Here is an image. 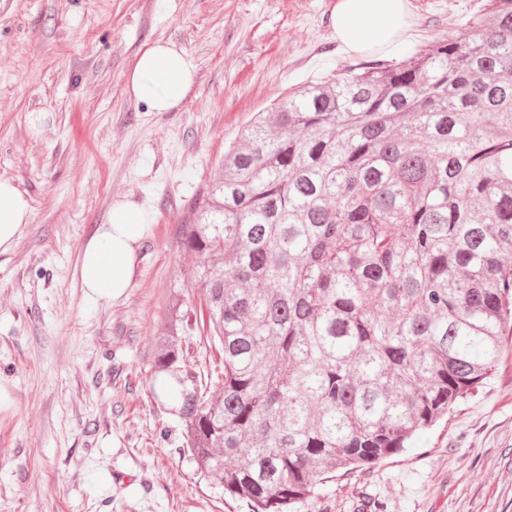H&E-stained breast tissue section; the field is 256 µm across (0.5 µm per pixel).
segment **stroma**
<instances>
[{"label":"stroma","instance_id":"obj_1","mask_svg":"<svg viewBox=\"0 0 512 512\" xmlns=\"http://www.w3.org/2000/svg\"><path fill=\"white\" fill-rule=\"evenodd\" d=\"M406 52L426 54L490 0H409ZM334 0H0V179L32 222L0 254V512H249L196 471L183 426L150 391L171 298L194 303L178 227L257 112L348 71ZM196 79L151 112L125 75L156 41ZM150 229L113 301H90L79 259L113 205ZM295 512H512V349L474 396L404 452L336 478Z\"/></svg>","mask_w":512,"mask_h":512}]
</instances>
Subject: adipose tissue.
I'll return each instance as SVG.
<instances>
[{
  "mask_svg": "<svg viewBox=\"0 0 512 512\" xmlns=\"http://www.w3.org/2000/svg\"><path fill=\"white\" fill-rule=\"evenodd\" d=\"M408 0H336L331 24L344 52L369 54L396 47L406 28ZM195 66L181 47L157 41L139 55L126 75L132 97L152 112L177 109L194 82ZM27 196L12 181L0 180V253L10 250L23 225L31 223ZM146 216L135 202L114 205L82 250L80 280L94 301L114 300L129 288Z\"/></svg>",
  "mask_w": 512,
  "mask_h": 512,
  "instance_id": "adipose-tissue-1",
  "label": "adipose tissue"
}]
</instances>
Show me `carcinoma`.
<instances>
[{
	"mask_svg": "<svg viewBox=\"0 0 512 512\" xmlns=\"http://www.w3.org/2000/svg\"><path fill=\"white\" fill-rule=\"evenodd\" d=\"M434 50L282 94L180 225L153 398L249 512H293L454 412L512 339V0ZM222 350L202 383L179 336Z\"/></svg>",
	"mask_w": 512,
	"mask_h": 512,
	"instance_id": "cac0c4a2",
	"label": "carcinoma"
}]
</instances>
